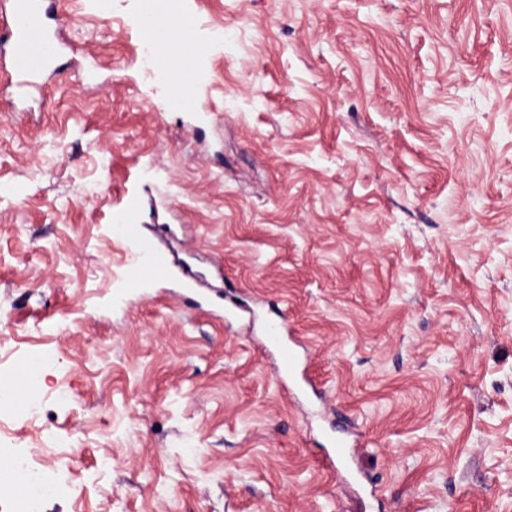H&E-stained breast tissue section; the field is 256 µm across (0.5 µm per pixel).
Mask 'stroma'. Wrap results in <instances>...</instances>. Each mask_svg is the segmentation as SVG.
Wrapping results in <instances>:
<instances>
[{"label":"stroma","instance_id":"35a3bbf8","mask_svg":"<svg viewBox=\"0 0 512 512\" xmlns=\"http://www.w3.org/2000/svg\"><path fill=\"white\" fill-rule=\"evenodd\" d=\"M146 2L54 0L41 101L0 51V458L43 512H512V0H180L179 112ZM160 64L165 69L170 77V81L177 88L180 94L173 93L170 95V104L174 110L186 109L190 102L181 94L188 95L190 93V82H183L179 78V70L187 65V62L180 58L176 52L170 55H163L160 57ZM134 268L143 274L164 277L167 275V268L163 258L159 255L147 254L144 252L134 253ZM265 336L269 344L277 347L282 369L288 374L293 372L296 366V357L288 344V321L286 317H281L279 320H267ZM15 464L24 470L25 487L27 489V509L29 512H41V502L47 493L43 481L44 471L34 458H22Z\"/></svg>","mask_w":512,"mask_h":512}]
</instances>
